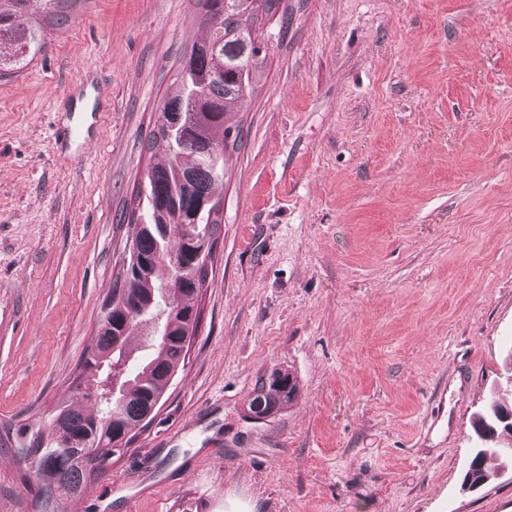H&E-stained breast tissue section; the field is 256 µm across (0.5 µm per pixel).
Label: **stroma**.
<instances>
[{
	"instance_id": "1",
	"label": "stroma",
	"mask_w": 512,
	"mask_h": 512,
	"mask_svg": "<svg viewBox=\"0 0 512 512\" xmlns=\"http://www.w3.org/2000/svg\"><path fill=\"white\" fill-rule=\"evenodd\" d=\"M229 112L203 319L148 428L60 512H512V463L463 478L512 399V0H283ZM196 0H87L0 80V422L38 421L95 345L123 207ZM87 73L94 145L57 142ZM296 397L251 419L258 378ZM0 446V512H33ZM510 418L511 420H509ZM474 427L476 434L482 441L490 440L497 433L499 436L506 435L510 438V443L507 447L496 446L473 449V456L463 481V484L470 482V485L484 484L490 479L491 474L484 467L488 456L512 460V405L510 408L503 406L498 402V398L496 400L495 396L492 412L487 415H478Z\"/></svg>"
}]
</instances>
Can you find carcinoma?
<instances>
[{
	"label": "carcinoma",
	"instance_id": "cac0c4a2",
	"mask_svg": "<svg viewBox=\"0 0 512 512\" xmlns=\"http://www.w3.org/2000/svg\"><path fill=\"white\" fill-rule=\"evenodd\" d=\"M86 0H0V78L22 72L47 46L46 33L63 31ZM200 24L206 36L195 41L178 59L177 88L163 100L151 132L162 140L168 159L146 170L139 181L133 207L121 214L127 223L128 258L112 281L101 308L95 349L82 364L102 366L112 360V376L85 382L82 374L68 379L67 391L82 390L96 410L85 413L60 401L45 425L5 422L0 425V446L16 443L34 464V477H23L32 494L34 512H59L58 492L84 493L91 482L112 469L114 458L100 449L112 444V430L139 424L161 403L175 374L184 366L189 346L183 336L197 334V300L207 279L197 268L195 244L200 237L218 240L224 223V200L216 188L224 185V162L217 153L236 149L242 129L224 125L226 114L252 89L256 72L266 56L248 46L249 31L241 28L246 16L254 30L268 16L279 15L280 28L288 27L287 8L281 0H197ZM183 255L178 287H171L172 265L160 260L162 252ZM158 323L151 352L130 366L126 339L141 327ZM129 386L112 403L103 399L107 379ZM280 370L260 380L250 403L264 410L291 402L297 384ZM475 432L482 441L494 435L512 439V407L494 402L492 412L478 415ZM512 460L508 447L473 449L464 481H488L487 457Z\"/></svg>",
	"mask_w": 512,
	"mask_h": 512
}]
</instances>
